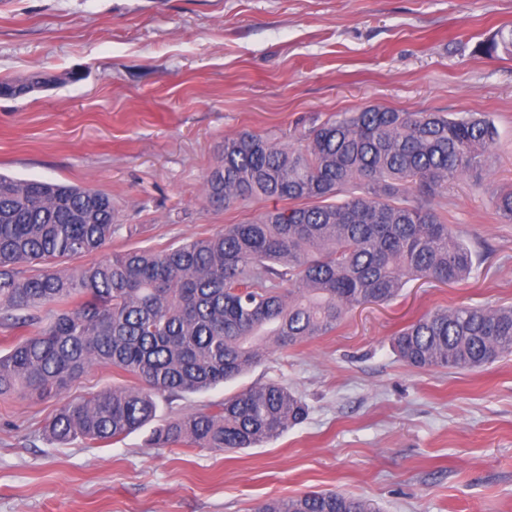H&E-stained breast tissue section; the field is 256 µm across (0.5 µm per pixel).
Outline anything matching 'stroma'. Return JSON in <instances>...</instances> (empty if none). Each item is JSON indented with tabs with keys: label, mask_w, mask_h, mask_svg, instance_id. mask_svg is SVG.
I'll return each mask as SVG.
<instances>
[{
	"label": "stroma",
	"mask_w": 512,
	"mask_h": 512,
	"mask_svg": "<svg viewBox=\"0 0 512 512\" xmlns=\"http://www.w3.org/2000/svg\"><path fill=\"white\" fill-rule=\"evenodd\" d=\"M512 26V0H0V79L51 76L0 97V173L91 186L112 199L109 250H162L267 207L210 203L205 177L244 131L296 143L312 123L380 106L476 112L498 136L482 180L437 199L477 256L464 281L413 280L332 333L270 353L203 393L159 400L165 420L270 381L307 419L259 447L53 444L63 399L129 384L91 367L64 396L0 398V512H253L338 489L382 512H512V356L477 370L416 369L392 346L438 307L512 305V56L478 44Z\"/></svg>",
	"instance_id": "obj_1"
}]
</instances>
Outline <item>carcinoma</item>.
Instances as JSON below:
<instances>
[{"label":"carcinoma","mask_w":512,"mask_h":512,"mask_svg":"<svg viewBox=\"0 0 512 512\" xmlns=\"http://www.w3.org/2000/svg\"><path fill=\"white\" fill-rule=\"evenodd\" d=\"M500 49L512 56V27L478 46L485 56ZM42 84L39 76L26 85L0 80V94ZM495 135L473 115L377 106L315 124L296 146L242 132L224 139L207 198L288 207L70 272L59 265L105 250L119 229L111 198L0 174V319L18 332L0 354V397L59 395L105 365L134 384L66 400L43 428L48 440L107 444L150 424L153 445L224 452L282 435L308 406L278 382L165 421L156 399L232 380L274 349L329 334L357 305L394 301L411 279L468 278L474 253L434 200L456 177L481 175ZM393 347L412 368L484 367L512 355V305L432 310L397 332ZM255 512L379 508L327 489L262 502Z\"/></svg>","instance_id":"carcinoma-1"}]
</instances>
